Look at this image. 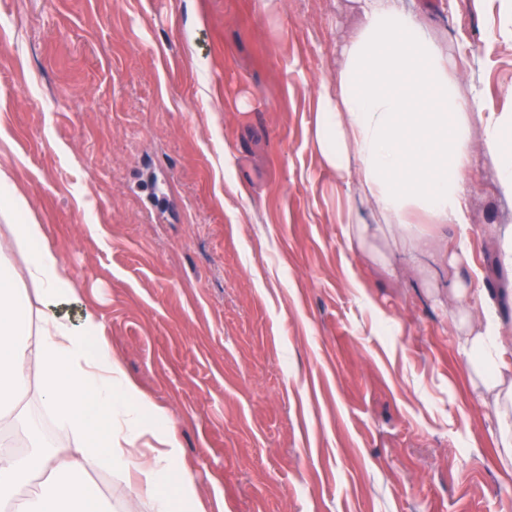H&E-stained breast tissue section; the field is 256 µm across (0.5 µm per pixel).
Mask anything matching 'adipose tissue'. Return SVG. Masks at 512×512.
I'll list each match as a JSON object with an SVG mask.
<instances>
[{"instance_id":"obj_1","label":"adipose tissue","mask_w":512,"mask_h":512,"mask_svg":"<svg viewBox=\"0 0 512 512\" xmlns=\"http://www.w3.org/2000/svg\"><path fill=\"white\" fill-rule=\"evenodd\" d=\"M357 34L341 48L335 86H322L309 144L346 196L337 223L348 252L368 253L390 278L424 271L455 302L449 322L496 419L503 464L512 465V348L499 305L473 266L469 223L474 156L467 120L479 124L501 194L512 200L511 112H481L448 89V63L402 0H359ZM0 423L19 414L37 383L67 447L22 451L0 440V512H108L91 475L105 471L146 499L149 512L199 502L170 412L147 398L114 352L102 318L63 307L75 285L27 199L0 171ZM512 272V225L483 229ZM23 267H16L15 256ZM179 471L178 497L163 487Z\"/></svg>"}]
</instances>
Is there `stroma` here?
I'll return each instance as SVG.
<instances>
[{
  "mask_svg": "<svg viewBox=\"0 0 512 512\" xmlns=\"http://www.w3.org/2000/svg\"><path fill=\"white\" fill-rule=\"evenodd\" d=\"M459 96L512 113V11L406 0ZM357 0H0V170L205 508L512 512V468L448 315L349 253L307 144ZM249 109H242V102ZM473 224H511L479 125ZM472 259L512 325V275Z\"/></svg>",
  "mask_w": 512,
  "mask_h": 512,
  "instance_id": "1",
  "label": "stroma"
}]
</instances>
